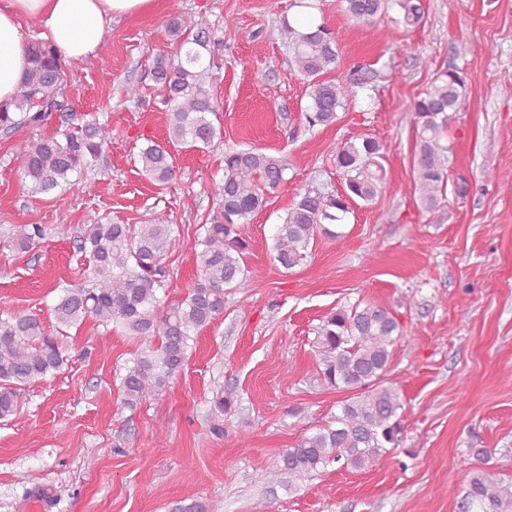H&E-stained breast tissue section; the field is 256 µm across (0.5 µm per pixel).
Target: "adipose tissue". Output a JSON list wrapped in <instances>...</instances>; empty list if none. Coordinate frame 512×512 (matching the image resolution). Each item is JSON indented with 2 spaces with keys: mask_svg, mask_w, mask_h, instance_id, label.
<instances>
[{
  "mask_svg": "<svg viewBox=\"0 0 512 512\" xmlns=\"http://www.w3.org/2000/svg\"><path fill=\"white\" fill-rule=\"evenodd\" d=\"M151 0H0V108H9L29 66L25 21L37 22L63 63L95 55L113 17L147 10Z\"/></svg>",
  "mask_w": 512,
  "mask_h": 512,
  "instance_id": "adipose-tissue-1",
  "label": "adipose tissue"
}]
</instances>
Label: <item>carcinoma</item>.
Segmentation results:
<instances>
[{
    "instance_id": "cac0c4a2",
    "label": "carcinoma",
    "mask_w": 512,
    "mask_h": 512,
    "mask_svg": "<svg viewBox=\"0 0 512 512\" xmlns=\"http://www.w3.org/2000/svg\"><path fill=\"white\" fill-rule=\"evenodd\" d=\"M386 0H345L354 20L372 24ZM400 23L417 27L425 16L423 0H396ZM169 36L184 46H207V33L198 23L175 13L167 24ZM280 34L292 52L294 71L306 82V122L327 126L335 122L349 93L350 78L327 79L336 68L339 43L326 25L301 31L285 19ZM30 69L17 93L14 111L0 110V129L39 125L58 107L62 61L47 42L28 46ZM201 55L159 54L147 77L168 107V141L206 148L217 138L209 119L215 111L206 87L207 69ZM466 96L462 72L455 66L440 71L429 87L409 105L416 133L413 155L414 186L423 207L435 208L448 182V124ZM107 144L105 127L85 120L20 148L21 169L31 192L47 193L57 187L77 185L94 166ZM383 146L369 136L346 140L335 156L336 170L344 179L343 191L329 194L307 188L288 209L274 235L273 261L289 270L299 265L317 236L337 239L351 206L371 202L381 191L386 169ZM142 171L165 186L176 177L175 158L167 145L147 139L138 152ZM288 160L257 149L224 152V180L218 186L220 202L197 228L194 257L198 274L185 283V295L168 305L158 290L168 278L166 255L176 246L174 225L157 213L148 224H108L92 219L79 237L80 252L88 255L81 280L64 282L52 307L55 328L46 329L39 315L22 309L0 310V419L14 414L20 391L27 385L54 377L69 358L68 330L93 320L139 343L119 375V392L125 406L133 408L155 395L183 369L195 336L224 314V294L247 295L251 286L245 255L249 243L241 225L259 210L271 192L286 181ZM45 236L41 224H18L7 238L30 249ZM404 336L396 315L377 304L356 305L330 311L317 330L318 354L324 380L349 392L336 414L310 435L286 449L278 467L303 477L332 463L354 469L373 465L389 448L399 445L400 393L386 373L395 345ZM459 512H512V479L506 481L473 465Z\"/></svg>"
}]
</instances>
